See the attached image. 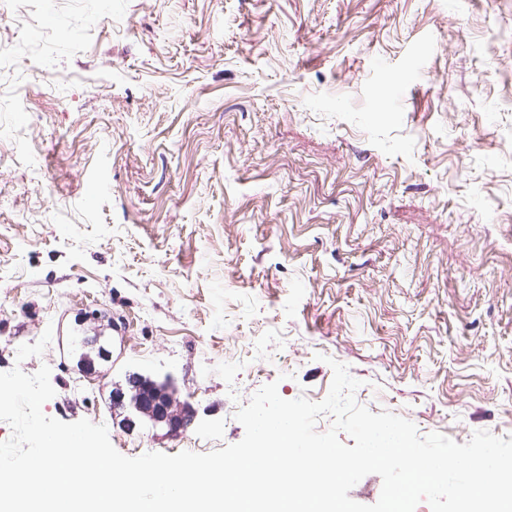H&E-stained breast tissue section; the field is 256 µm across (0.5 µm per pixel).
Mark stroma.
Listing matches in <instances>:
<instances>
[{
	"label": "stroma",
	"instance_id": "stroma-1",
	"mask_svg": "<svg viewBox=\"0 0 512 512\" xmlns=\"http://www.w3.org/2000/svg\"><path fill=\"white\" fill-rule=\"evenodd\" d=\"M118 2L0 24V372L49 366L44 414L128 457L237 443L334 360L420 435L512 439V0ZM133 376L192 423L114 403Z\"/></svg>",
	"mask_w": 512,
	"mask_h": 512
}]
</instances>
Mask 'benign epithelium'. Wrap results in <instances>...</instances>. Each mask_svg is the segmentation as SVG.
I'll list each match as a JSON object with an SVG mask.
<instances>
[{
    "mask_svg": "<svg viewBox=\"0 0 512 512\" xmlns=\"http://www.w3.org/2000/svg\"><path fill=\"white\" fill-rule=\"evenodd\" d=\"M129 403L139 414L153 423H164L170 432H178L190 424L188 407L176 402L168 388L152 380L136 378L131 381Z\"/></svg>",
    "mask_w": 512,
    "mask_h": 512,
    "instance_id": "obj_1",
    "label": "benign epithelium"
}]
</instances>
